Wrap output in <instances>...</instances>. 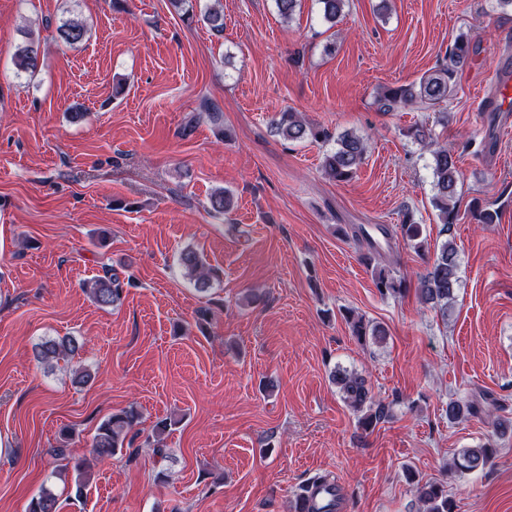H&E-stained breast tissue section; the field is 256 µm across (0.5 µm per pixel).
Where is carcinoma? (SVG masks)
Returning <instances> with one entry per match:
<instances>
[{"label": "carcinoma", "instance_id": "carcinoma-1", "mask_svg": "<svg viewBox=\"0 0 512 512\" xmlns=\"http://www.w3.org/2000/svg\"><path fill=\"white\" fill-rule=\"evenodd\" d=\"M320 12L325 22L335 25L343 15L347 0H318ZM202 20L210 28L221 33L224 31V14L220 0L205 8L201 13ZM60 40L68 45H76L85 40L88 35L87 27L75 19H66L57 27ZM470 54V41L459 36L448 51V65L422 76L419 80L400 86L385 87L378 94L377 101L380 110L390 112L399 107L427 106L436 107L448 100L454 92L455 73L457 68L464 65ZM14 66L20 72L35 75L38 69V45L33 39H28L19 46L14 54ZM271 129L285 141H314L326 140L324 130L307 124L297 112H282L272 121ZM366 151L364 139L352 132L341 135L336 147L323 156L322 170L326 176L337 182L351 180L363 161ZM433 179V206L438 212L442 227L440 234L447 238L439 246L435 258L421 281V297L432 304L441 317H448V306L455 299L456 291L460 288V263L457 245L452 237V230L458 217L457 161L452 150L445 146H438L431 151L429 164ZM233 208L231 195L220 190L211 196V209L218 213H227ZM351 236L356 241H366L369 252L364 254L366 263H371L377 253V244L363 225L350 227ZM402 236L414 250L421 251L424 239L421 225L415 223L410 214H405L403 224L400 225ZM180 265L184 275L191 281L197 291L206 293L213 283L219 280L218 269L212 267L203 256L191 248L183 250L180 254ZM374 284L383 296H396L403 292V282L396 279L390 272L381 268L374 274ZM84 291L99 306L110 307L121 299L123 285L119 277L110 272L96 276L83 283ZM353 336L360 343L371 342L380 344L386 341V329L363 317L349 315ZM82 348V344L74 336H63L42 340L35 346L36 358L45 364H52L58 360H65L75 355ZM336 386L341 391L344 401L357 414L359 425L368 430L375 426L384 416V406L373 401L368 381L357 372L336 370L334 374ZM496 404L494 398L487 392H481L471 398L450 400L445 412L448 422L458 423L486 412V408ZM139 416L137 412L123 409L103 420L97 428L90 443L89 457L85 460L70 458L66 444L53 449L55 459L63 461L56 471L61 480H66L68 473H73L72 483L67 490L68 498L74 502L83 501L91 479V465L102 463L112 458L116 452L125 447V442H133L138 435L136 426ZM168 423L165 420L158 422L153 431L154 455L165 460L169 458V449L163 447L162 436L166 433ZM496 448L492 440L479 444L473 448H462L453 459L452 467L460 475L470 474L482 470L493 464ZM313 490L309 498L308 512H335L336 485L329 482L324 475H315L296 488L294 495L302 490ZM416 492L422 504L423 512H452L453 503L448 498V489L442 483L426 481L417 483ZM59 498L50 487H42L39 493L32 497L28 512H60Z\"/></svg>", "mask_w": 512, "mask_h": 512}]
</instances>
